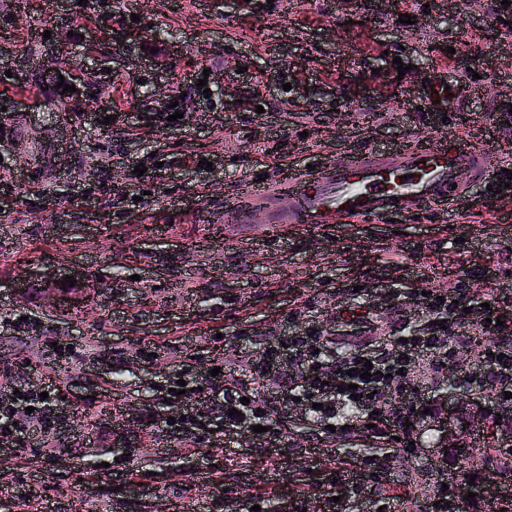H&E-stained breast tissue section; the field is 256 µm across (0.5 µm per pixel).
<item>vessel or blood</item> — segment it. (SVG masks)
I'll return each mask as SVG.
<instances>
[{
  "label": "vessel or blood",
  "mask_w": 512,
  "mask_h": 512,
  "mask_svg": "<svg viewBox=\"0 0 512 512\" xmlns=\"http://www.w3.org/2000/svg\"><path fill=\"white\" fill-rule=\"evenodd\" d=\"M488 164L480 146L448 136L417 150L363 152L312 170L288 169L271 186L249 185L224 214L228 224H248L262 210L265 224H351L367 217L446 210L467 200L473 183L485 181ZM288 209H281L282 197ZM372 313L340 307L341 338L366 335Z\"/></svg>",
  "instance_id": "1"
}]
</instances>
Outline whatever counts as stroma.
Returning <instances> with one entry per match:
<instances>
[{
  "label": "stroma",
  "mask_w": 512,
  "mask_h": 512,
  "mask_svg": "<svg viewBox=\"0 0 512 512\" xmlns=\"http://www.w3.org/2000/svg\"><path fill=\"white\" fill-rule=\"evenodd\" d=\"M48 57L87 115L34 84ZM442 65L465 90L443 114L426 99ZM173 103L174 127L157 117ZM2 106L28 149L0 151V388L55 380L59 355L62 411L94 417L15 446L0 512H427L472 481L470 512L502 507L512 477L477 434L463 464L444 465L429 429L409 457L289 406L280 432H220L207 403L189 448L166 426L183 399L160 394L217 365L250 380L291 320L332 328L330 311L368 304L392 321L395 289L463 288L512 315V197L484 182L445 216L275 233L224 221L260 175L442 128L481 143L492 170L511 166L512 0H0ZM63 114V135L42 138ZM44 274L78 275L89 301L45 306Z\"/></svg>",
  "instance_id": "35a3bbf8"
}]
</instances>
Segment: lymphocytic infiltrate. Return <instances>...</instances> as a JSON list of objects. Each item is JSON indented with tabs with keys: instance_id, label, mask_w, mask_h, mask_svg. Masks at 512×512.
Wrapping results in <instances>:
<instances>
[{
	"instance_id": "obj_1",
	"label": "lymphocytic infiltrate",
	"mask_w": 512,
	"mask_h": 512,
	"mask_svg": "<svg viewBox=\"0 0 512 512\" xmlns=\"http://www.w3.org/2000/svg\"><path fill=\"white\" fill-rule=\"evenodd\" d=\"M407 302L422 314L420 328L379 340L361 337L349 352L337 350L335 332L321 325L269 343L253 367L258 386L288 401L300 399L319 426L339 423L351 431L371 424L377 435L405 444L411 435L405 423L424 401L414 380L438 373L441 360L454 351L468 352L475 362L464 390L483 388L491 378L496 400L512 393V322L496 324L498 308L483 310L481 320L473 321L465 312L466 297L433 288L409 294ZM369 365L374 372L367 378L363 372ZM254 389L221 377L211 383L212 403L224 414L225 426H274ZM62 421L54 398H40L38 391L23 386L18 395L0 396V435L15 442L51 432Z\"/></svg>"
}]
</instances>
